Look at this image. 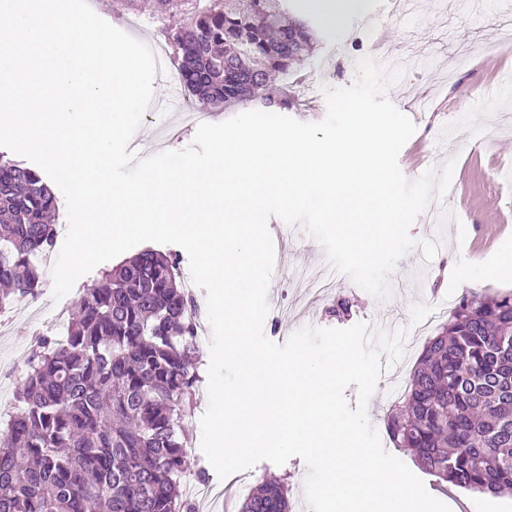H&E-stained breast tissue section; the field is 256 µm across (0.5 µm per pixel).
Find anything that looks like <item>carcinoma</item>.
Instances as JSON below:
<instances>
[{
  "label": "carcinoma",
  "mask_w": 512,
  "mask_h": 512,
  "mask_svg": "<svg viewBox=\"0 0 512 512\" xmlns=\"http://www.w3.org/2000/svg\"><path fill=\"white\" fill-rule=\"evenodd\" d=\"M149 22L180 58L192 94L287 110L269 85L306 61L308 18L278 23L288 0H153ZM58 198L34 169L0 155V310L33 295ZM189 300L171 256L143 251L86 289L66 343L43 338L16 411L0 422V512H192L185 421L199 380ZM387 420L395 447L446 483L512 493V295L463 296L411 372ZM264 479L239 512H289Z\"/></svg>",
  "instance_id": "carcinoma-1"
}]
</instances>
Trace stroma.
Instances as JSON below:
<instances>
[{
	"instance_id": "1",
	"label": "stroma",
	"mask_w": 512,
	"mask_h": 512,
	"mask_svg": "<svg viewBox=\"0 0 512 512\" xmlns=\"http://www.w3.org/2000/svg\"><path fill=\"white\" fill-rule=\"evenodd\" d=\"M365 4L364 11L351 15L339 31L330 33L315 25L312 56L288 76L278 77L275 85L287 88L293 101L289 117L306 123L322 121L326 103L320 83L351 85L356 60L377 58L375 39L387 40L396 57L394 66L403 70L404 76L389 84L385 95L416 126L399 154L400 169L412 181L426 170H439L447 161H454V192L441 206L457 220L437 225L429 210L416 219L409 230L413 239H431L440 232L443 245L430 260L418 248L400 259L387 277V298L374 297L340 273L330 294L312 299L297 289L295 282L300 273L326 264L325 252L304 226L273 219L268 229L277 248L263 332L281 345L305 326L346 328L366 322L387 332L406 330L401 372L383 373L367 404L368 420L390 452L394 446L387 440L384 418L397 401L392 385L407 383L427 341L439 332L435 326L420 330L422 317L433 308L451 312L471 293H512V275L486 278L481 274L483 268L512 252V235L494 234L496 221L512 219V92L482 95L500 73L512 71V0H417L414 12L407 16L384 13L382 0H365ZM463 56L469 59L464 66L458 63ZM194 135V127L185 126L178 137L165 139L154 120L143 121L135 133L143 157L185 149ZM461 226L466 229L462 242L457 239ZM461 261L475 271L474 278L464 284L448 272L451 264ZM100 275L96 268L81 276L57 302L52 273L44 271L37 295L16 299L8 314L0 318L1 413L11 411L15 404L24 365L36 349L35 332L52 331L58 308L72 309ZM342 298L348 300L350 309L339 317L334 308ZM246 475L253 483L264 477L286 478L292 512H302L307 466L300 457H291L281 466L262 461ZM421 479L428 493L450 512H512L510 493H473L426 473Z\"/></svg>"
}]
</instances>
